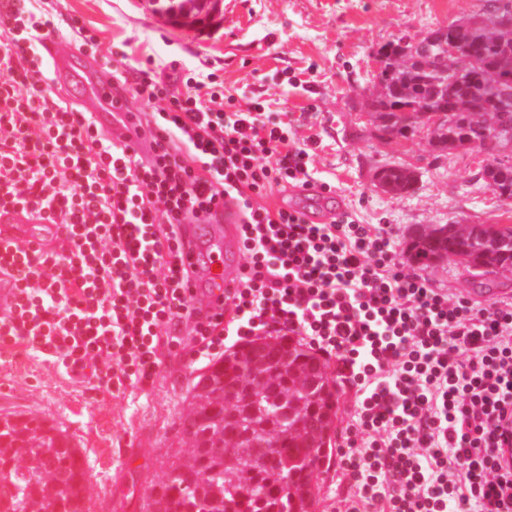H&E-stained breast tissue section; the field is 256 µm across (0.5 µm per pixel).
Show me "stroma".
<instances>
[{"instance_id": "35a3bbf8", "label": "stroma", "mask_w": 512, "mask_h": 512, "mask_svg": "<svg viewBox=\"0 0 512 512\" xmlns=\"http://www.w3.org/2000/svg\"><path fill=\"white\" fill-rule=\"evenodd\" d=\"M485 0H223L202 25L173 24L154 0H48L59 49L104 71L149 63L169 92L202 71L237 106L262 102L288 126L292 146L306 149L316 188L273 190L271 208L315 210L326 201L359 223L391 227L408 259L417 227L512 225V199L480 178L471 151L435 150L427 130L382 135L366 113L379 80L372 58L399 36H416L479 12ZM413 168V190L386 193L375 173ZM431 287L480 306L512 303V275L477 276L448 257L421 267ZM161 350L149 384L117 393L94 377L70 379L49 357L20 345L0 357V415L17 414L65 429L85 469V512H147L173 467L187 462L191 441L182 419L197 376L211 359L195 354L189 325Z\"/></svg>"}]
</instances>
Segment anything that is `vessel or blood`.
Listing matches in <instances>:
<instances>
[{"mask_svg": "<svg viewBox=\"0 0 512 512\" xmlns=\"http://www.w3.org/2000/svg\"><path fill=\"white\" fill-rule=\"evenodd\" d=\"M41 54L54 74L55 92L67 104L76 103L91 112L102 127L106 137L118 145H131L140 156H154L156 146L145 135L138 121V115L125 111L117 103L112 87V78L98 66H76L74 57L61 54L53 40L41 43ZM240 216L233 205L224 208L225 246L222 263H214V246L208 236L206 225H194L190 235V249L193 260L203 263L207 269L204 287L213 294H221L224 289L236 287L239 281L237 270ZM0 232L8 238L26 241L44 249H53L58 241L60 230L57 225L43 221L38 214L23 209L0 211Z\"/></svg>", "mask_w": 512, "mask_h": 512, "instance_id": "vessel-or-blood-1", "label": "vessel or blood"}]
</instances>
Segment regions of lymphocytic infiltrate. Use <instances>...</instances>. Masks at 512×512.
<instances>
[{"label": "lymphocytic infiltrate", "mask_w": 512, "mask_h": 512, "mask_svg": "<svg viewBox=\"0 0 512 512\" xmlns=\"http://www.w3.org/2000/svg\"><path fill=\"white\" fill-rule=\"evenodd\" d=\"M51 20L0 0V210L59 225L57 249L0 238L14 282L0 354L27 345L106 387L153 379L173 327L201 354L259 332L293 333L335 360L354 403L336 512H512V304L451 299L399 261L393 234L344 212L325 224L272 209L276 186H308L309 154L256 102L225 110L206 82L167 91L153 69L118 88L153 102L150 162L103 136L90 113L42 86ZM242 216L245 271L229 302L198 314L181 227Z\"/></svg>", "instance_id": "lymphocytic-infiltrate-1"}]
</instances>
